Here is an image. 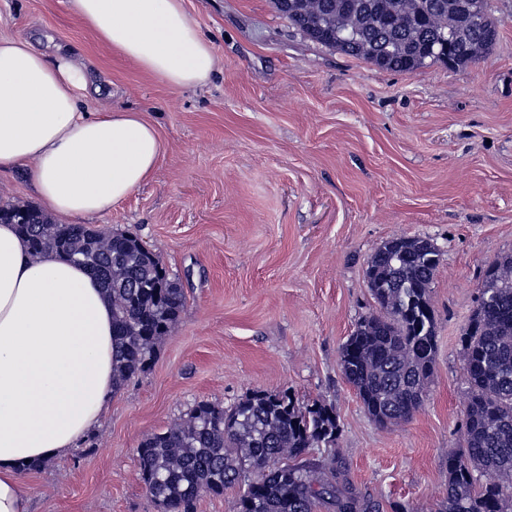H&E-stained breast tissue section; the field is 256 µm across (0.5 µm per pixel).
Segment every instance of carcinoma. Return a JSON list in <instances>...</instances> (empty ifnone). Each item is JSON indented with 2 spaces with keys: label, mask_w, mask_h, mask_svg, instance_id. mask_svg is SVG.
Listing matches in <instances>:
<instances>
[{
  "label": "carcinoma",
  "mask_w": 512,
  "mask_h": 512,
  "mask_svg": "<svg viewBox=\"0 0 512 512\" xmlns=\"http://www.w3.org/2000/svg\"><path fill=\"white\" fill-rule=\"evenodd\" d=\"M465 0H296L290 25L321 22L314 42L380 69L413 72L427 61L463 67L490 49L499 22L488 0L463 17ZM18 230L34 256L56 252L100 278L112 302L116 387L144 371L158 341L178 319L182 288L138 238L52 224L28 209ZM440 252L426 238L394 237L368 261L378 311L362 318L340 352V367L369 417L408 419L421 405L437 353L428 290ZM467 404L462 449L448 456V494L440 512H512V255L487 264L477 307L461 336ZM336 439V417L317 403L254 391L229 410L208 401L137 450L146 493L162 512H194L203 494L250 476L238 512H357L355 498L319 477L310 450Z\"/></svg>",
  "instance_id": "carcinoma-1"
}]
</instances>
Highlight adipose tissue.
Here are the masks:
<instances>
[{
  "mask_svg": "<svg viewBox=\"0 0 512 512\" xmlns=\"http://www.w3.org/2000/svg\"><path fill=\"white\" fill-rule=\"evenodd\" d=\"M113 56L183 90L206 86L220 60L185 0H67ZM84 64L0 36V171L28 168L52 214L112 211L153 177L163 151L141 112L91 114ZM112 304L69 258L32 256L0 224V512H29L20 465L62 458L98 426L112 398Z\"/></svg>",
  "mask_w": 512,
  "mask_h": 512,
  "instance_id": "1",
  "label": "adipose tissue"
}]
</instances>
